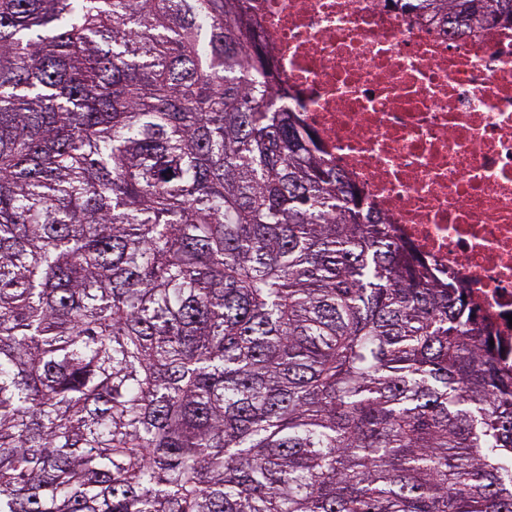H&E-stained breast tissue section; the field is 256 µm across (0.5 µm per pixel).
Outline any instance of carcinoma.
<instances>
[{"label":"carcinoma","instance_id":"cac0c4a2","mask_svg":"<svg viewBox=\"0 0 512 512\" xmlns=\"http://www.w3.org/2000/svg\"><path fill=\"white\" fill-rule=\"evenodd\" d=\"M243 2L0 0V512H512V373Z\"/></svg>","mask_w":512,"mask_h":512}]
</instances>
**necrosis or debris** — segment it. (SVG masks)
I'll return each mask as SVG.
<instances>
[{
  "label": "necrosis or debris",
  "instance_id": "necrosis-or-debris-1",
  "mask_svg": "<svg viewBox=\"0 0 512 512\" xmlns=\"http://www.w3.org/2000/svg\"><path fill=\"white\" fill-rule=\"evenodd\" d=\"M325 160L512 370V23L460 32L391 0H247Z\"/></svg>",
  "mask_w": 512,
  "mask_h": 512
}]
</instances>
